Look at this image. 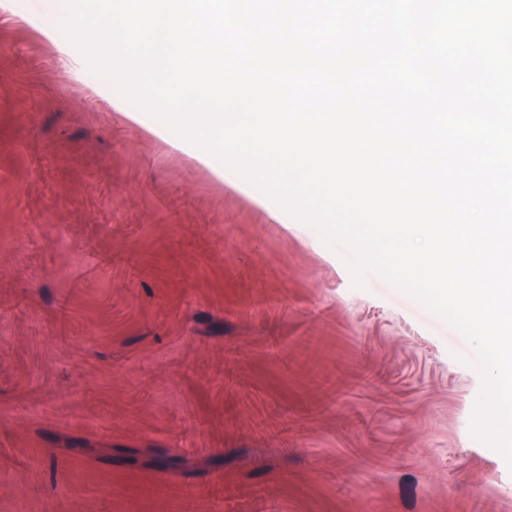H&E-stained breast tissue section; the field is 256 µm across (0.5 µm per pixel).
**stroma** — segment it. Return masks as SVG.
<instances>
[{
	"label": "stroma",
	"instance_id": "obj_1",
	"mask_svg": "<svg viewBox=\"0 0 512 512\" xmlns=\"http://www.w3.org/2000/svg\"><path fill=\"white\" fill-rule=\"evenodd\" d=\"M0 0V512H512L480 356Z\"/></svg>",
	"mask_w": 512,
	"mask_h": 512
}]
</instances>
